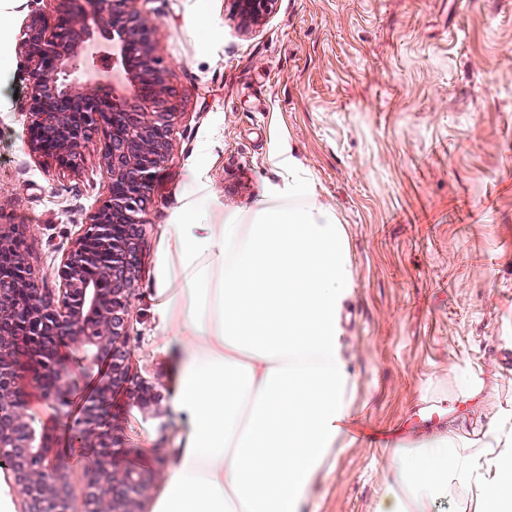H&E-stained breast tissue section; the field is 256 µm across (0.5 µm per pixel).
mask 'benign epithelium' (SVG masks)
Masks as SVG:
<instances>
[{"label": "benign epithelium", "mask_w": 512, "mask_h": 512, "mask_svg": "<svg viewBox=\"0 0 512 512\" xmlns=\"http://www.w3.org/2000/svg\"><path fill=\"white\" fill-rule=\"evenodd\" d=\"M49 8H40L41 2ZM37 4L28 15L16 45L18 53L33 63L28 96L22 111L26 131L41 128L54 143L47 148L27 137L34 159L71 171L84 164L83 146L98 139L103 143L99 167L106 192L72 245L62 254L57 287H48L25 257L18 262L20 287L26 304L15 294L0 292V459L8 462L14 484L23 497V512H69L66 476L55 465L49 433L35 424L29 413L26 387L41 386L40 379L20 368L21 359L38 361L57 375L58 392L46 394L47 404L58 412L70 404L73 369L69 362L93 367L100 360L110 375L101 381L71 423L73 446L98 448L112 436V456L99 461L85 481V512H141L148 473L128 466L126 436L104 414L113 407L115 393L125 392L140 407L158 404L154 388L132 372L126 340L130 333V309L139 280L140 242L147 224V203L156 173L171 156L179 94L166 84L168 67L156 53L155 26L145 19L149 0H30ZM274 0H232L240 29L265 20ZM68 29L59 34L58 23ZM100 34L109 43L113 67L123 75L108 88L86 79L89 64L82 45ZM112 112V130L103 123V104ZM128 186L122 195L113 184ZM112 233V263L97 275L86 273L89 256L85 244ZM24 237L21 224L0 225V258L15 255V243ZM24 315L40 332L61 339L58 347L21 353L10 326ZM71 355L66 361L63 354Z\"/></svg>", "instance_id": "7a95c632"}]
</instances>
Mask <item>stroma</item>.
<instances>
[{
	"label": "stroma",
	"instance_id": "35a3bbf8",
	"mask_svg": "<svg viewBox=\"0 0 512 512\" xmlns=\"http://www.w3.org/2000/svg\"><path fill=\"white\" fill-rule=\"evenodd\" d=\"M157 52L180 93L169 162L151 190L129 348L162 416L121 398L129 460L156 481L178 427L152 290L187 192L210 221L249 211L288 166L335 209L354 272L341 339L355 379L344 428L313 488L314 512H375L393 445L354 428L409 427L422 404L451 409L471 440L512 430V0H276L240 33L231 0H149ZM30 66L0 82V223L24 224L25 256L54 274L104 194L102 144L78 171L25 145Z\"/></svg>",
	"mask_w": 512,
	"mask_h": 512
}]
</instances>
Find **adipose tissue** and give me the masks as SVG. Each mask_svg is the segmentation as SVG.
I'll return each mask as SVG.
<instances>
[{
  "mask_svg": "<svg viewBox=\"0 0 512 512\" xmlns=\"http://www.w3.org/2000/svg\"><path fill=\"white\" fill-rule=\"evenodd\" d=\"M353 274L336 212L289 168L250 211L209 221L191 192L162 244L152 353L179 423L153 512H301L354 385L340 354ZM375 512H512V439L396 449Z\"/></svg>",
  "mask_w": 512,
  "mask_h": 512,
  "instance_id": "1",
  "label": "adipose tissue"
}]
</instances>
